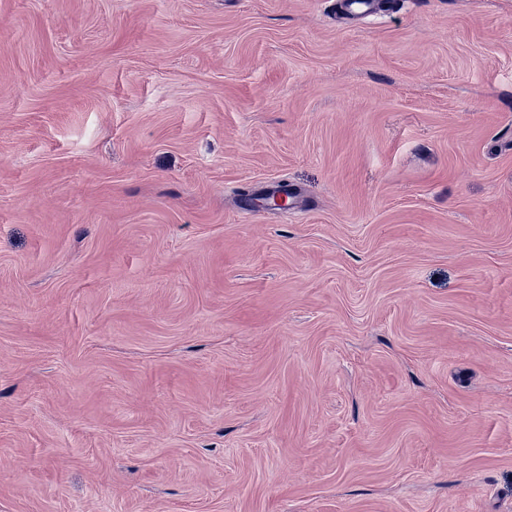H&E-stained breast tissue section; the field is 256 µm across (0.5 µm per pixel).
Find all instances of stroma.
Segmentation results:
<instances>
[{
    "label": "stroma",
    "mask_w": 512,
    "mask_h": 512,
    "mask_svg": "<svg viewBox=\"0 0 512 512\" xmlns=\"http://www.w3.org/2000/svg\"><path fill=\"white\" fill-rule=\"evenodd\" d=\"M0 512H512V0H0Z\"/></svg>",
    "instance_id": "35a3bbf8"
}]
</instances>
